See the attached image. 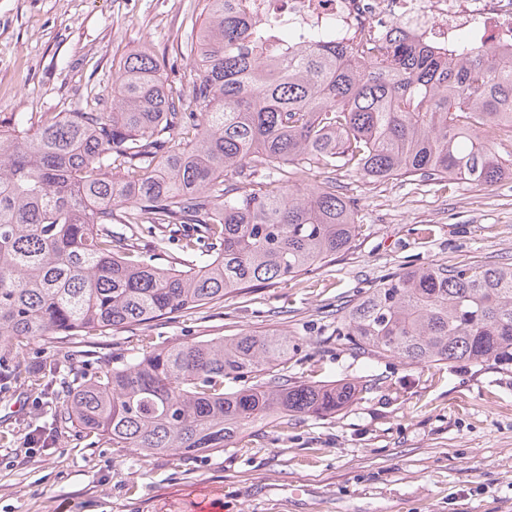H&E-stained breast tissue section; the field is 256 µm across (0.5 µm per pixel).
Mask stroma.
<instances>
[{
  "label": "stroma",
  "instance_id": "stroma-1",
  "mask_svg": "<svg viewBox=\"0 0 512 512\" xmlns=\"http://www.w3.org/2000/svg\"><path fill=\"white\" fill-rule=\"evenodd\" d=\"M203 0H0V118L112 109L117 64L149 49L188 94L186 49ZM357 200L349 250L308 274L152 323L158 346L280 328L300 344L283 366L298 382H352L327 417L249 429L198 457L152 456L55 427L50 391L0 386V512H512V368L411 366L350 349L337 309L400 270L512 263V177L483 188L419 177L372 183L336 173Z\"/></svg>",
  "mask_w": 512,
  "mask_h": 512
}]
</instances>
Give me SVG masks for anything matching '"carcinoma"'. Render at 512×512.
Returning a JSON list of instances; mask_svg holds the SVG:
<instances>
[{"mask_svg":"<svg viewBox=\"0 0 512 512\" xmlns=\"http://www.w3.org/2000/svg\"><path fill=\"white\" fill-rule=\"evenodd\" d=\"M205 3L187 46L199 61L195 110L138 50L119 62L112 111L93 98L0 120V363L22 339L133 332L319 269L358 228L338 170L489 187L512 168L495 151L512 122V63L482 68L464 46L450 60L402 39L378 63L319 40L269 56L237 0ZM309 171L323 178L303 187ZM145 232L178 238L179 267L153 263ZM336 335L408 365L512 367V264L405 269L347 305ZM136 340L128 359L75 350L37 374L39 387L73 376L56 392V423L116 448L193 457L273 417L330 416L359 393L277 372L299 349L284 330ZM226 378L239 386L224 390Z\"/></svg>","mask_w":512,"mask_h":512,"instance_id":"cac0c4a2","label":"carcinoma"}]
</instances>
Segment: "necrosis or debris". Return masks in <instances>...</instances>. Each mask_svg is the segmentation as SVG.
<instances>
[{
    "label": "necrosis or debris",
    "mask_w": 512,
    "mask_h": 512,
    "mask_svg": "<svg viewBox=\"0 0 512 512\" xmlns=\"http://www.w3.org/2000/svg\"><path fill=\"white\" fill-rule=\"evenodd\" d=\"M258 25L274 23L290 42L274 37L273 49L299 48L317 33L332 30L354 56L381 57L394 35L440 49L461 39L512 56V0H242Z\"/></svg>",
    "instance_id": "1"
}]
</instances>
